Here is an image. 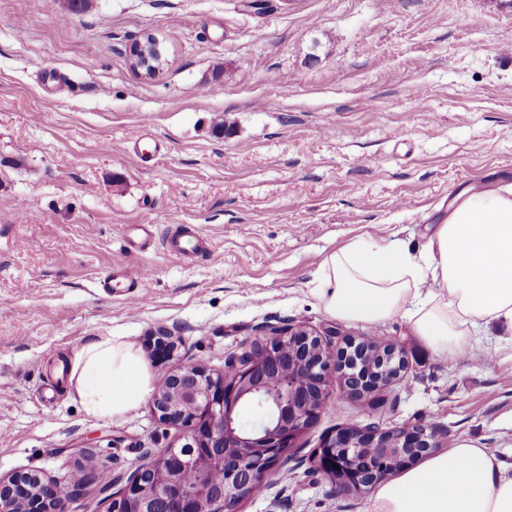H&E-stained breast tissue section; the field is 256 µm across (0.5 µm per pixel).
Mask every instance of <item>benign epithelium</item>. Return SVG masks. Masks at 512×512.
Wrapping results in <instances>:
<instances>
[{
	"label": "benign epithelium",
	"mask_w": 512,
	"mask_h": 512,
	"mask_svg": "<svg viewBox=\"0 0 512 512\" xmlns=\"http://www.w3.org/2000/svg\"><path fill=\"white\" fill-rule=\"evenodd\" d=\"M129 54L135 67L155 72L161 64L158 47L138 41ZM338 331L309 327L272 328L258 352L229 354L232 371L214 374L186 364L161 376L152 396L157 418L182 429L181 443L161 449L141 465L126 486L112 494L111 512H239L253 489L281 465L296 438L306 433L328 396L330 377L340 392L352 397L377 394L394 385L407 368L403 350L394 343L379 347L375 363H363L369 342L347 337L334 347ZM180 341L164 330L149 347L156 362L176 356ZM248 405L262 415L247 432L239 409ZM441 430L426 422H405L391 428L352 425L325 436L312 457L314 468L336 480L339 492L370 489L441 446ZM219 471L220 488L208 473ZM33 473L0 476V512H15L29 491ZM53 496L36 498L30 512H60Z\"/></svg>",
	"instance_id": "1"
}]
</instances>
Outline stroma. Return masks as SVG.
Listing matches in <instances>:
<instances>
[{
	"label": "stroma",
	"instance_id": "35a3bbf8",
	"mask_svg": "<svg viewBox=\"0 0 512 512\" xmlns=\"http://www.w3.org/2000/svg\"><path fill=\"white\" fill-rule=\"evenodd\" d=\"M149 36L165 58L150 77L126 54ZM488 183L512 184V0H0V475L106 471L119 489L178 440L150 401L102 420L72 398L55 370L95 337H131L157 379L223 371L291 325L378 334L409 369L373 397L331 390L287 476L241 512H366L370 492L310 462L348 424L432 422L443 447L511 463L504 330L451 362L406 316L340 322L313 294L331 252L362 238L421 255L453 196ZM128 267L135 304L104 287ZM160 329L183 342L164 366Z\"/></svg>",
	"mask_w": 512,
	"mask_h": 512
}]
</instances>
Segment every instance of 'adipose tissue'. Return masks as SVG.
Listing matches in <instances>:
<instances>
[{"label": "adipose tissue", "instance_id": "ef3b65f1", "mask_svg": "<svg viewBox=\"0 0 512 512\" xmlns=\"http://www.w3.org/2000/svg\"><path fill=\"white\" fill-rule=\"evenodd\" d=\"M314 294L341 321L378 325L407 316L434 355L457 359L474 333L512 332V186L458 195L427 254L355 240L326 257ZM68 386L98 419L122 416L152 391L135 342L99 336L75 353ZM367 512H512V463L463 441L380 482Z\"/></svg>", "mask_w": 512, "mask_h": 512}]
</instances>
